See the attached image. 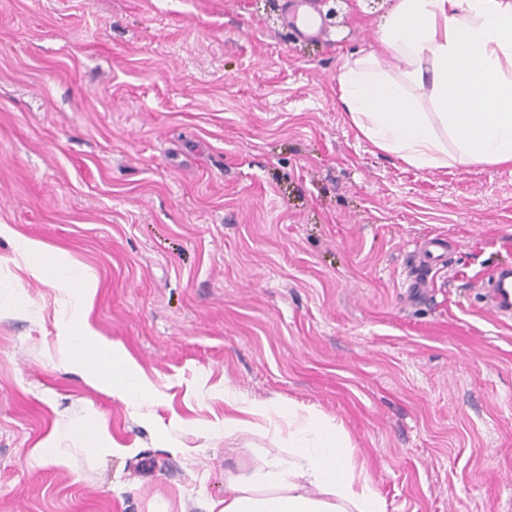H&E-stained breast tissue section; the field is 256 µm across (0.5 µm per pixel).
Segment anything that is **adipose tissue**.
<instances>
[{"label":"adipose tissue","mask_w":512,"mask_h":512,"mask_svg":"<svg viewBox=\"0 0 512 512\" xmlns=\"http://www.w3.org/2000/svg\"><path fill=\"white\" fill-rule=\"evenodd\" d=\"M398 63L399 76L380 59ZM340 103L377 149L420 169L512 164V0H394L377 45L346 60ZM427 90L422 111L414 90ZM11 263L52 288L60 358L92 386L138 409L157 391L135 359L89 318L98 284L66 250L0 224ZM224 434L282 433L280 447L224 471L220 512H388L346 432L290 400L267 405L225 390Z\"/></svg>","instance_id":"1"}]
</instances>
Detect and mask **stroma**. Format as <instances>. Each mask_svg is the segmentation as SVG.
I'll return each instance as SVG.
<instances>
[{"label": "stroma", "mask_w": 512, "mask_h": 512, "mask_svg": "<svg viewBox=\"0 0 512 512\" xmlns=\"http://www.w3.org/2000/svg\"><path fill=\"white\" fill-rule=\"evenodd\" d=\"M392 2L305 41L282 0H0V224L97 277L92 326L158 392L90 386L54 291L0 273L28 300L0 309V512H210L275 445L225 437L228 387L335 419L388 512H512V318L484 286L512 265V165L418 169L350 124L340 67ZM79 432L83 437L88 438L89 444L87 448L91 453H97L105 448L107 443H111L112 439L108 433L105 421L100 417L91 413H87L82 421Z\"/></svg>", "instance_id": "35a3bbf8"}]
</instances>
